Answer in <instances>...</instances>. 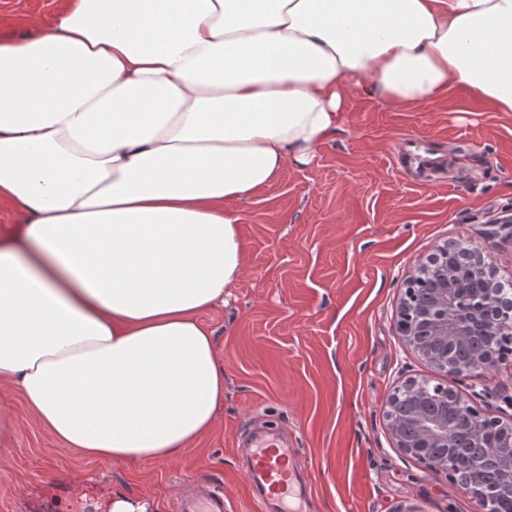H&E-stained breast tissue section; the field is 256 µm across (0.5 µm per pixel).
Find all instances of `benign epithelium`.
I'll use <instances>...</instances> for the list:
<instances>
[{"mask_svg":"<svg viewBox=\"0 0 512 512\" xmlns=\"http://www.w3.org/2000/svg\"><path fill=\"white\" fill-rule=\"evenodd\" d=\"M488 257L462 243L443 244L417 265L407 280L430 278L435 283L423 298L404 289L398 311L402 341L426 361L476 386L500 358L501 337L512 334V299L485 284L466 288L474 274L486 277ZM384 418L395 447L425 464L450 484L482 504L498 485L512 484V419L489 416L444 384L408 378L387 398ZM501 460L489 474L480 456Z\"/></svg>","mask_w":512,"mask_h":512,"instance_id":"1","label":"benign epithelium"}]
</instances>
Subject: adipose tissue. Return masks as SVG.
Wrapping results in <instances>:
<instances>
[{"instance_id":"ef3b65f1","label":"adipose tissue","mask_w":512,"mask_h":512,"mask_svg":"<svg viewBox=\"0 0 512 512\" xmlns=\"http://www.w3.org/2000/svg\"><path fill=\"white\" fill-rule=\"evenodd\" d=\"M456 83L512 114V0H67L0 40V381L64 449L170 462L213 431L199 314L243 273L237 203L310 161L350 87Z\"/></svg>"}]
</instances>
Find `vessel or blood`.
<instances>
[{
    "label": "vessel or blood",
    "instance_id": "obj_1",
    "mask_svg": "<svg viewBox=\"0 0 512 512\" xmlns=\"http://www.w3.org/2000/svg\"><path fill=\"white\" fill-rule=\"evenodd\" d=\"M245 475L263 512H303L302 471L293 450L273 428H266L250 444ZM179 512H226L224 494L213 490L202 497L188 496L180 503Z\"/></svg>",
    "mask_w": 512,
    "mask_h": 512
}]
</instances>
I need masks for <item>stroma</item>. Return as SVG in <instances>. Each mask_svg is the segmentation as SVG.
<instances>
[{
  "label": "stroma",
  "mask_w": 512,
  "mask_h": 512,
  "mask_svg": "<svg viewBox=\"0 0 512 512\" xmlns=\"http://www.w3.org/2000/svg\"><path fill=\"white\" fill-rule=\"evenodd\" d=\"M65 0H0V38L50 22ZM416 138L446 168L419 179L393 159ZM244 273L224 302L199 314L224 367L218 426L176 462L123 464L61 450L0 382L19 428L0 461V512H85L113 491L176 512L187 486L222 491L227 512H259L239 442L261 423L283 429L309 477L307 512H478L474 501L400 454L383 417L393 388L426 377L472 389L407 348L398 307L416 263L453 240L512 278V118L465 88L395 109L352 88L315 159L240 203Z\"/></svg>",
  "instance_id": "1"
}]
</instances>
